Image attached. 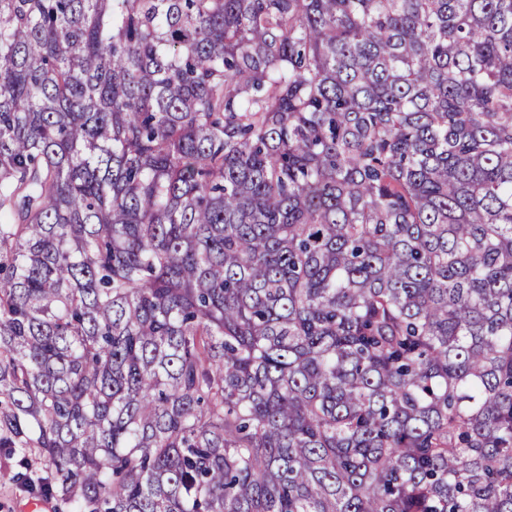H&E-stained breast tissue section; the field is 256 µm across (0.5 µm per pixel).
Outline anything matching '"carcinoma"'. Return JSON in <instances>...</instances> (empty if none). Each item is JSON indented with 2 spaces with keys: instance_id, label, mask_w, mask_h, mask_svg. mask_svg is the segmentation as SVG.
Returning <instances> with one entry per match:
<instances>
[{
  "instance_id": "cac0c4a2",
  "label": "carcinoma",
  "mask_w": 512,
  "mask_h": 512,
  "mask_svg": "<svg viewBox=\"0 0 512 512\" xmlns=\"http://www.w3.org/2000/svg\"><path fill=\"white\" fill-rule=\"evenodd\" d=\"M0 454L72 512H512V0H0Z\"/></svg>"
}]
</instances>
